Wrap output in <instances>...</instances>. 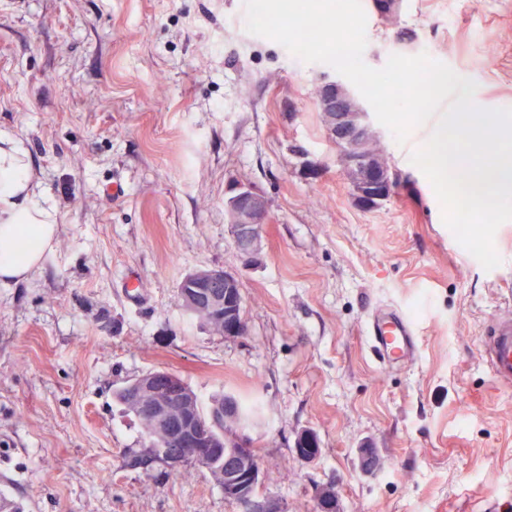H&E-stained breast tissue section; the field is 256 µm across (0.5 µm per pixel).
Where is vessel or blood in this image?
Segmentation results:
<instances>
[{"label":"vessel or blood","mask_w":512,"mask_h":512,"mask_svg":"<svg viewBox=\"0 0 512 512\" xmlns=\"http://www.w3.org/2000/svg\"><path fill=\"white\" fill-rule=\"evenodd\" d=\"M366 333L381 362L396 365L412 360L418 333L413 322L389 306L376 309L368 318ZM485 360L497 379L512 382V318L496 320L483 340Z\"/></svg>","instance_id":"1"}]
</instances>
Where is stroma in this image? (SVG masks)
Wrapping results in <instances>:
<instances>
[{"instance_id":"35a3bbf8","label":"stroma","mask_w":512,"mask_h":512,"mask_svg":"<svg viewBox=\"0 0 512 512\" xmlns=\"http://www.w3.org/2000/svg\"><path fill=\"white\" fill-rule=\"evenodd\" d=\"M364 62L427 53L512 108V0L368 8ZM325 63L246 30L243 0H0V136L20 141L59 235L34 278L0 292V496L24 512H244L210 472L130 467L143 431L113 398L153 370L201 405L254 406L263 512H504L512 507V388L482 359L512 315V221L485 270L443 222L405 143L378 126L400 186L359 208L313 101ZM271 220L245 261L231 188ZM219 266L241 284L245 335L212 334L178 286ZM390 304L416 358L380 364L365 334ZM305 430L321 454L297 457Z\"/></svg>"}]
</instances>
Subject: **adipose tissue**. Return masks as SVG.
<instances>
[{
    "instance_id": "1",
    "label": "adipose tissue",
    "mask_w": 512,
    "mask_h": 512,
    "mask_svg": "<svg viewBox=\"0 0 512 512\" xmlns=\"http://www.w3.org/2000/svg\"><path fill=\"white\" fill-rule=\"evenodd\" d=\"M37 187L21 144L0 139V288L40 272L57 242L54 209L35 203Z\"/></svg>"
}]
</instances>
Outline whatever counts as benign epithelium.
Listing matches in <instances>:
<instances>
[{
  "label": "benign epithelium",
  "instance_id": "benign-epithelium-1",
  "mask_svg": "<svg viewBox=\"0 0 512 512\" xmlns=\"http://www.w3.org/2000/svg\"><path fill=\"white\" fill-rule=\"evenodd\" d=\"M325 129L336 146L337 163L356 204L373 208L387 200L395 188L387 159L369 150L377 141L376 131L355 92L340 80L327 79L319 87ZM226 219L239 251L251 255L258 250L263 226L270 221L268 202L246 185L234 189L225 203ZM213 281L224 282V294L209 290ZM180 304L189 315L203 320L212 332L226 338L246 333L243 296L239 279L221 267L198 268L180 284ZM130 414L149 428V437L165 442L160 463L178 471L208 459V449L224 446V469L212 472L224 498L243 505L253 503L260 482L254 441L245 433L237 405L227 398L210 417L200 416L199 403L183 380L164 370L142 374L123 385ZM316 433L305 430L296 440L298 457L315 460L319 454Z\"/></svg>",
  "mask_w": 512,
  "mask_h": 512
}]
</instances>
